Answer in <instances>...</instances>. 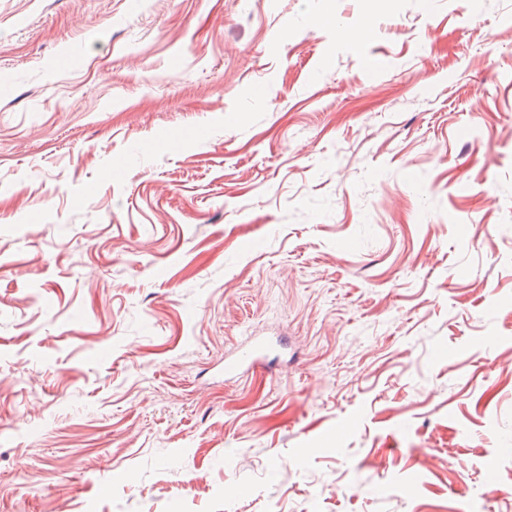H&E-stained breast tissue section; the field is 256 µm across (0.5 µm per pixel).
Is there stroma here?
<instances>
[{
  "label": "stroma",
  "mask_w": 512,
  "mask_h": 512,
  "mask_svg": "<svg viewBox=\"0 0 512 512\" xmlns=\"http://www.w3.org/2000/svg\"><path fill=\"white\" fill-rule=\"evenodd\" d=\"M0 512H512V0H0Z\"/></svg>",
  "instance_id": "stroma-1"
}]
</instances>
